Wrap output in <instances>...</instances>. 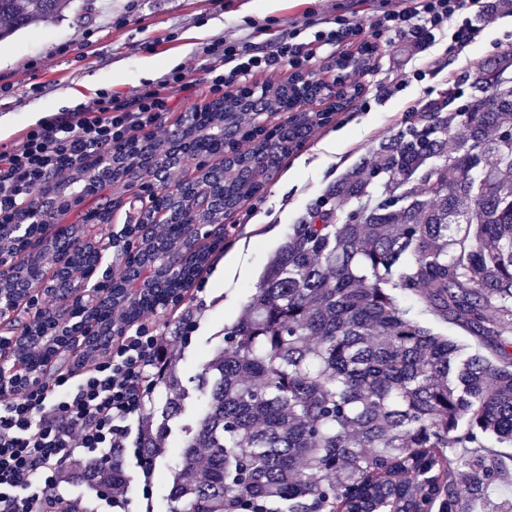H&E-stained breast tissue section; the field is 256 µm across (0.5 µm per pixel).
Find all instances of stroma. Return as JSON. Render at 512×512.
Returning <instances> with one entry per match:
<instances>
[{"instance_id": "obj_1", "label": "stroma", "mask_w": 512, "mask_h": 512, "mask_svg": "<svg viewBox=\"0 0 512 512\" xmlns=\"http://www.w3.org/2000/svg\"><path fill=\"white\" fill-rule=\"evenodd\" d=\"M394 0H90L88 9L71 10L23 28L0 40V121L11 124L0 135V150L11 146L32 124V115H49L94 100L137 91L170 76L174 66L188 70L192 85L171 87V108L157 126L167 131L184 114L213 102L207 73L208 45L249 39L257 51H269L277 35L305 29L330 18L368 23ZM480 40L452 53L450 30L420 42L378 44L370 65L358 71L362 92L325 126L313 127L302 146L282 160L264 190L224 220V241L182 301L151 315L163 336L177 337L176 372L183 387L194 390L206 355L223 339L225 326L242 313L249 293L268 261L285 242L292 224L306 214L337 179L371 160L379 143L403 128L409 113L447 94L469 90L478 64L512 45V14H479ZM426 68L423 81L412 78ZM371 111H364V101ZM117 207L108 229L113 238L103 266H121L125 250L117 242L123 225L137 221L135 188L112 186ZM130 483L126 512H169L159 479H147L133 457H126ZM151 499H143V485Z\"/></svg>"}]
</instances>
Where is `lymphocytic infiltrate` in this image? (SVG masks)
<instances>
[{"mask_svg": "<svg viewBox=\"0 0 512 512\" xmlns=\"http://www.w3.org/2000/svg\"><path fill=\"white\" fill-rule=\"evenodd\" d=\"M462 0H401L369 24L342 18L337 28H321L310 41L298 31L283 33L269 54L254 52L247 42L216 43L208 48L213 89L230 90L254 72L278 64L298 73L311 66L344 30L351 42L417 40L457 25L449 51L475 42L481 27L463 16ZM169 106L157 90L142 92L132 104L96 105L61 112L30 126L20 142L0 152V224L30 211L36 188L65 182L77 167L118 144L151 129ZM177 357L147 320L127 328L104 354L84 358L77 374H62L20 392L0 408V512H111L119 498L99 496L96 504L69 496L64 484H94L91 471L63 474V464L106 459L128 448L140 427L144 387L153 367L170 372Z\"/></svg>", "mask_w": 512, "mask_h": 512, "instance_id": "1", "label": "lymphocytic infiltrate"}]
</instances>
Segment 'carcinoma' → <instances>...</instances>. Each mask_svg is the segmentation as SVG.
<instances>
[{"label":"carcinoma","mask_w":512,"mask_h":512,"mask_svg":"<svg viewBox=\"0 0 512 512\" xmlns=\"http://www.w3.org/2000/svg\"><path fill=\"white\" fill-rule=\"evenodd\" d=\"M73 0H0V39L67 10ZM512 46L483 60L463 106L456 95L408 115L374 159L343 174L292 225L198 375L200 416L174 447L164 485L169 512H512V468L494 445L512 446ZM297 80L256 98L282 110ZM240 94L186 116L163 140L130 144L122 161L105 153L75 170L52 206L23 217L0 272V300L32 288L63 296L95 264L112 205L77 213L50 238L46 228L103 185L125 178L162 180L190 150L219 155L215 167L141 203L139 223L167 211L170 223L141 242L126 264L160 269L187 250L177 279L161 274L139 301L119 300L123 321L168 305L191 287L209 251L186 227L224 223L257 195L308 130L331 121L299 112L288 126L224 156L246 112ZM488 344L469 352L410 315L399 297ZM149 387L167 393L165 419L183 415L189 393L176 373ZM165 424L147 417L139 447L149 461L166 452ZM117 450L95 464L100 486L126 490Z\"/></svg>","instance_id":"carcinoma-1"}]
</instances>
